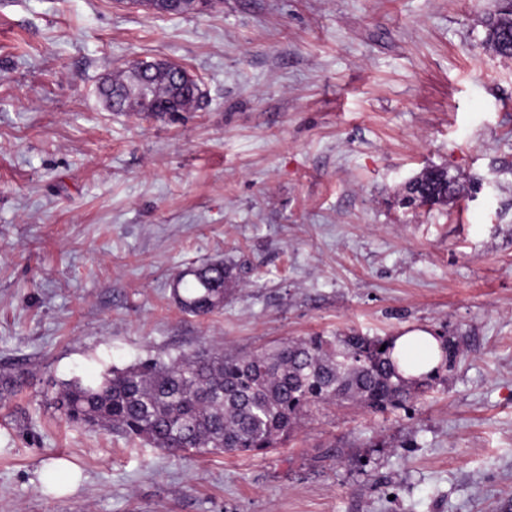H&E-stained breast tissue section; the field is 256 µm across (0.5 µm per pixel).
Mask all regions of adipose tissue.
I'll list each match as a JSON object with an SVG mask.
<instances>
[{"label": "adipose tissue", "mask_w": 512, "mask_h": 512, "mask_svg": "<svg viewBox=\"0 0 512 512\" xmlns=\"http://www.w3.org/2000/svg\"><path fill=\"white\" fill-rule=\"evenodd\" d=\"M388 344L404 380L415 382L438 376L441 364L440 341L430 328H402L389 338Z\"/></svg>", "instance_id": "obj_1"}]
</instances>
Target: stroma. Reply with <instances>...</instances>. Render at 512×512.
Returning a JSON list of instances; mask_svg holds the SVG:
<instances>
[{
	"instance_id": "35a3bbf8",
	"label": "stroma",
	"mask_w": 512,
	"mask_h": 512,
	"mask_svg": "<svg viewBox=\"0 0 512 512\" xmlns=\"http://www.w3.org/2000/svg\"><path fill=\"white\" fill-rule=\"evenodd\" d=\"M497 0H0V512H512V58ZM186 112H109L139 58ZM464 185L405 208L429 167ZM233 263L201 318L177 275ZM410 325L463 356L409 410L323 405L259 455H170L51 398L148 357ZM69 463L66 471L55 461ZM136 2H128L124 0H117L118 3H126L127 4L139 8L142 10H145L152 14L157 15H183V14H200L204 11L199 8L190 7L191 5H179L171 11L170 13L166 14V12L162 9V3L165 1H175V0H135ZM165 64L169 66L172 70L173 76L180 82H184L186 84L192 85L193 77L187 72L184 67L166 61V60H159V59H151L148 60L146 58L139 59L134 61L130 66L136 67L143 75L149 74L152 70H154L156 67Z\"/></svg>"
}]
</instances>
